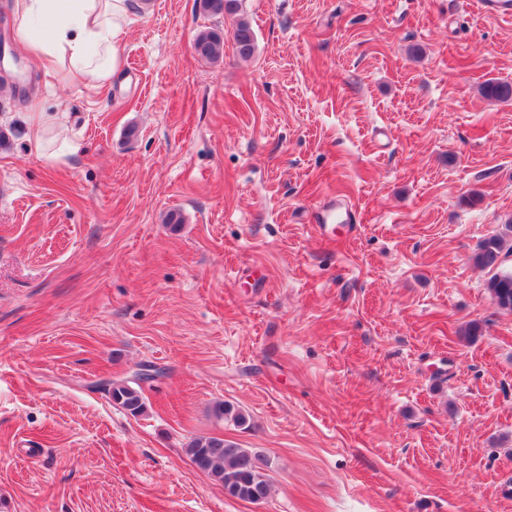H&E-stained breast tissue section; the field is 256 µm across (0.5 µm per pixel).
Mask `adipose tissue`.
<instances>
[{
  "mask_svg": "<svg viewBox=\"0 0 512 512\" xmlns=\"http://www.w3.org/2000/svg\"><path fill=\"white\" fill-rule=\"evenodd\" d=\"M140 0H12L15 42L47 75L96 90L122 67Z\"/></svg>",
  "mask_w": 512,
  "mask_h": 512,
  "instance_id": "ef3b65f1",
  "label": "adipose tissue"
}]
</instances>
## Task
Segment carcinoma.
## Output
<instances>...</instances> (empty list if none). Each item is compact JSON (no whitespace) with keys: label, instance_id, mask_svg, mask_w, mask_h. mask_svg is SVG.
<instances>
[{"label":"carcinoma","instance_id":"cac0c4a2","mask_svg":"<svg viewBox=\"0 0 512 512\" xmlns=\"http://www.w3.org/2000/svg\"><path fill=\"white\" fill-rule=\"evenodd\" d=\"M201 9L214 16L236 17L233 39L237 53L250 58L256 52V37L248 20L239 16L240 0H200ZM196 55L203 61L218 63L224 58V33L206 28L196 33L194 43ZM482 95L500 102L512 101V82L489 81L482 87ZM507 240L503 235L484 239L478 246L473 260L476 265L491 268L500 258ZM487 289L497 306L512 312V273L495 274L487 282ZM112 400L131 416L138 417L145 411L143 389L140 383L130 385L124 381L109 383ZM216 417L229 418L238 425L246 423L245 414L228 403L214 408ZM184 452L199 470L224 485L228 495L250 502L270 497L272 484L265 473L268 460L261 458L248 448L215 436H200L191 439Z\"/></svg>","mask_w":512,"mask_h":512}]
</instances>
